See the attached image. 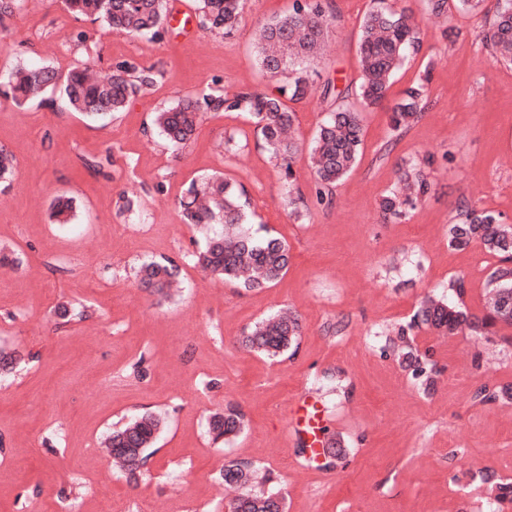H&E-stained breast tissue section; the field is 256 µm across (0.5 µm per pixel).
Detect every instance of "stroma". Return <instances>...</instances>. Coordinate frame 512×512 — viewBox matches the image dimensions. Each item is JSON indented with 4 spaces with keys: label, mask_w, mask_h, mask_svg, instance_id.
I'll list each match as a JSON object with an SVG mask.
<instances>
[{
    "label": "stroma",
    "mask_w": 512,
    "mask_h": 512,
    "mask_svg": "<svg viewBox=\"0 0 512 512\" xmlns=\"http://www.w3.org/2000/svg\"><path fill=\"white\" fill-rule=\"evenodd\" d=\"M182 2L193 20L188 39L109 31L62 0H25L0 19V71L19 61L62 73L88 63L104 75L132 61L157 73L153 87L104 119L70 111L56 94L22 107L0 98V148L16 159L13 182L0 186V249L23 260L0 268V347L28 357L0 385V512L24 503L33 512L68 504L102 512L109 499L130 512H222L217 475L228 460L269 471L286 512H486L472 475L485 469L512 482V406L479 405L473 395L512 380V328L480 340L415 330V345L440 370L428 394L388 339L456 275L481 313L496 260L477 244L449 249L458 201L512 223V67L492 63L480 40L497 0L480 13L442 16L426 14L423 0H387L422 17V49L395 73L389 96L398 98L430 56L429 106L396 139L386 108L364 111L362 155L329 205L317 200L307 150L328 112L360 104L358 36L374 0H329L335 21L307 62L317 93L293 106L301 151L289 180L245 114L209 113L182 150L154 132L153 118L212 88L277 91L284 80L258 66L257 35L292 0H244L241 23L223 38L203 25L198 0ZM449 26L460 31L452 43L442 37ZM328 81L344 99L320 97ZM107 154L105 172L84 164ZM426 155L436 159L432 194L405 220H384L379 201L399 166ZM212 173L242 183L255 224L287 241L289 269L277 284L248 292L192 263L206 230L181 223L178 199L190 180ZM292 191L303 199L295 212ZM59 194L75 199L72 223L50 221ZM162 258L179 264L184 286L161 302L136 272ZM78 299L86 319L56 316L59 303ZM281 309L302 323L293 357L241 347L249 326ZM141 356L137 376L131 366ZM304 394L324 407L340 453L334 467L304 461L293 442L289 411ZM228 403L248 426L216 448L206 419ZM146 409L165 414L168 426L132 482L98 450L109 428Z\"/></svg>",
    "instance_id": "35a3bbf8"
}]
</instances>
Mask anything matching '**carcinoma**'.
Listing matches in <instances>:
<instances>
[{"label": "carcinoma", "mask_w": 512, "mask_h": 512, "mask_svg": "<svg viewBox=\"0 0 512 512\" xmlns=\"http://www.w3.org/2000/svg\"><path fill=\"white\" fill-rule=\"evenodd\" d=\"M460 10H477L483 0H425L433 14L448 11L449 2ZM203 24L211 32L228 36L241 22L243 0H199ZM380 6L369 11L363 20L358 43V60L362 72L359 96L367 106L387 100L391 80L410 55L421 51L414 13L395 9L378 0ZM69 13L89 17L113 31L132 37H163L167 29L166 0H64ZM333 16L325 0H293L288 14L265 23L260 31V62L275 77L288 75V84L278 94L255 90L232 95L221 89L199 97H188L174 107L156 114L154 126L173 148L187 147L204 116L211 112H240L248 115L260 134L269 158L293 177V163L299 146L288 137L296 121V112L282 97L292 102L310 98L313 85L301 67L303 58L312 55L324 42ZM483 44L495 63L512 65V0H497L493 19L483 31ZM436 61L428 58L418 78L402 91L390 106V128L401 132L421 119L429 103V84ZM156 82L153 71L127 61L115 65L112 72L98 79L89 67H75L60 75L48 66L16 63L0 74V94L23 106L44 98L57 88L68 109L91 117H103L121 111L129 96ZM363 124L361 113L351 107L329 113L319 125L309 148V163L320 199L332 191L351 172L362 154ZM434 163L431 156L411 162L400 169L402 189L392 191L380 202L381 212L391 218L407 216L408 209L432 192L425 167ZM14 156L0 149V184L13 179ZM183 224L215 226L192 255L195 266L213 277L235 283L246 290L263 288L283 278L290 260V247L280 237L265 233L258 237L250 222V200L244 185L233 184L222 176L212 175L193 180L179 199ZM75 211L73 199L57 197L51 207L56 224L70 223ZM456 221L448 225V247L464 250L473 243L498 258L486 284L490 298L486 313L478 316L466 306L464 277L448 281V298H427L421 302L413 322L396 331L401 365L411 370L420 387L430 391L440 374L436 364L412 345V332L422 326L439 336H452L469 331L478 338L492 336L499 326L512 327V224L501 214L478 208L468 202L457 206ZM139 281L151 293L165 298L172 283L179 280L180 267L171 259L151 260L140 266ZM301 325L296 315L279 311L254 324L243 336L242 343L270 359L287 353L295 354L299 346ZM482 402L512 404V383L477 390ZM164 419L143 411L106 437V446L119 469L130 480L137 481L147 466ZM246 427V415L227 405L207 418L211 441L220 444L239 436ZM219 476L228 485L238 487L239 494L224 505V512H285L284 498L262 489L268 477L244 461L224 464ZM479 480L489 485V512H500V505L512 498V485L494 483L488 474L478 472Z\"/></svg>", "instance_id": "carcinoma-1"}]
</instances>
